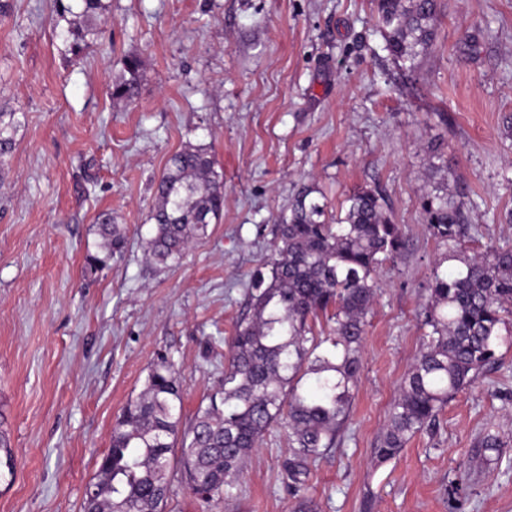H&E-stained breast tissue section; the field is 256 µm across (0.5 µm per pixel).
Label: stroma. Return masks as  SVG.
Segmentation results:
<instances>
[{
  "label": "stroma",
  "instance_id": "1",
  "mask_svg": "<svg viewBox=\"0 0 512 512\" xmlns=\"http://www.w3.org/2000/svg\"><path fill=\"white\" fill-rule=\"evenodd\" d=\"M439 3L436 39L409 70L385 51L372 0H112L80 57L57 38L51 0H0V112L21 120L0 167V428L13 460L0 512H81L158 355L180 372L184 419L219 391L251 278L306 185L332 218L353 191L378 190L405 238L377 274L348 426L299 494L282 479L277 424L218 501L173 471L171 512H512L511 346L399 455L373 453L447 251L421 208L433 152L478 229L471 250L512 246V0ZM129 55L142 90L125 103L111 85ZM189 143L208 146L224 210L163 267L147 255L148 214ZM103 212L126 247L90 275Z\"/></svg>",
  "mask_w": 512,
  "mask_h": 512
}]
</instances>
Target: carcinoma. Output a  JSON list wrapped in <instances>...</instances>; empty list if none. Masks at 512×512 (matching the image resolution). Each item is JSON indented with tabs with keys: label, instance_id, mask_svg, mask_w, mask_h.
Instances as JSON below:
<instances>
[{
	"label": "carcinoma",
	"instance_id": "1",
	"mask_svg": "<svg viewBox=\"0 0 512 512\" xmlns=\"http://www.w3.org/2000/svg\"><path fill=\"white\" fill-rule=\"evenodd\" d=\"M53 2L57 36L73 56L83 55L109 20L110 3ZM375 7L384 50L400 66H414L435 38L437 0H375ZM141 68L138 56L125 57L112 98L132 103L139 97ZM18 124L15 113L0 112L1 160L14 149ZM313 193L302 188L276 225L270 274L253 277L250 315L231 337L219 395L184 422L177 370L161 355L141 393L126 404L97 474L103 485L95 504L99 512H166L173 459L196 498L218 499L264 433L280 422L288 425L284 471L294 491L306 485L310 465L336 447L355 396L377 272L399 255L404 239L377 190L350 194L344 214L332 222ZM421 206L431 234L448 246L445 260L460 267L433 274L421 311L423 349L400 384L375 448L382 461L434 425L448 402L494 360L496 349L512 339V247L490 245L467 254L463 244L475 227L467 223L462 196L446 185L424 196ZM223 208L207 147L177 151L157 184L148 254L158 264L180 263ZM98 231L102 253L86 257L94 274L122 255L126 242L109 213L98 216ZM321 316L327 332L316 331Z\"/></svg>",
	"mask_w": 512,
	"mask_h": 512
}]
</instances>
